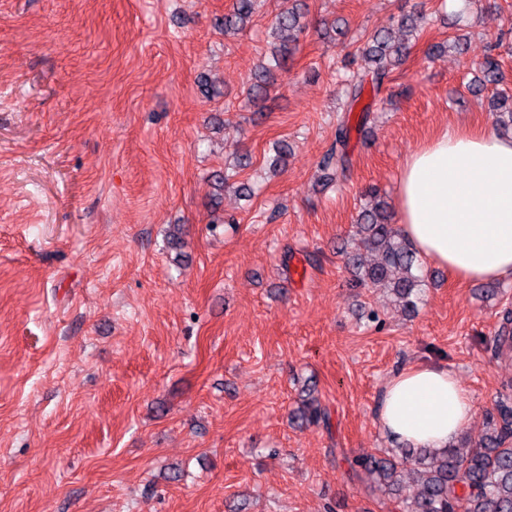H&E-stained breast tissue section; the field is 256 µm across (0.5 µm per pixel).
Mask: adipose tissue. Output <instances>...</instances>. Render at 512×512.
<instances>
[{
  "mask_svg": "<svg viewBox=\"0 0 512 512\" xmlns=\"http://www.w3.org/2000/svg\"><path fill=\"white\" fill-rule=\"evenodd\" d=\"M403 235L459 281L512 279V138L444 128L404 160ZM474 399L448 368L410 366L386 383L382 432L414 448H445L471 420Z\"/></svg>",
  "mask_w": 512,
  "mask_h": 512,
  "instance_id": "ef3b65f1",
  "label": "adipose tissue"
}]
</instances>
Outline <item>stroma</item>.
<instances>
[{
  "label": "stroma",
  "mask_w": 512,
  "mask_h": 512,
  "mask_svg": "<svg viewBox=\"0 0 512 512\" xmlns=\"http://www.w3.org/2000/svg\"><path fill=\"white\" fill-rule=\"evenodd\" d=\"M304 2L257 113L244 87L277 0L235 37L215 26L233 0H0V512H400L414 481L391 496L350 467L390 445L388 379L452 369L473 441L512 399L493 344L512 280L426 262L410 314L353 287L343 253L366 191L396 204L410 153L491 127L469 85L491 52L512 83V0ZM409 11L423 32L323 188L341 63ZM237 148L252 166L214 186ZM310 394L329 421L301 427Z\"/></svg>",
  "instance_id": "stroma-1"
}]
</instances>
